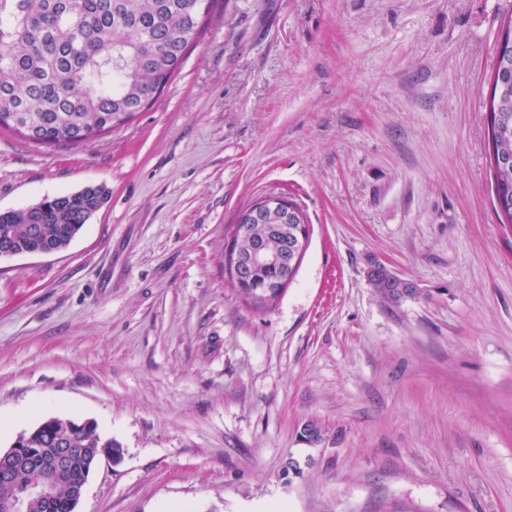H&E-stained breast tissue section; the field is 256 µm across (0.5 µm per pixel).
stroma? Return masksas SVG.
<instances>
[{
  "label": "stroma",
  "instance_id": "35a3bbf8",
  "mask_svg": "<svg viewBox=\"0 0 512 512\" xmlns=\"http://www.w3.org/2000/svg\"><path fill=\"white\" fill-rule=\"evenodd\" d=\"M511 18L512 0H216L126 125L51 148L0 132V211L109 190L65 249L0 259V450L95 422L124 458L78 512H512V226L487 125ZM280 193L311 238L261 312L224 252ZM376 266L418 295L383 297Z\"/></svg>",
  "mask_w": 512,
  "mask_h": 512
}]
</instances>
